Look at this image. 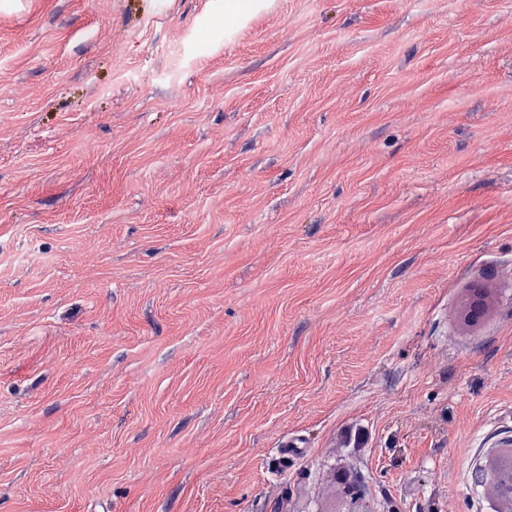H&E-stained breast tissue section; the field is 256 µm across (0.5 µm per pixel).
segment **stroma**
I'll return each mask as SVG.
<instances>
[{"instance_id": "obj_1", "label": "stroma", "mask_w": 512, "mask_h": 512, "mask_svg": "<svg viewBox=\"0 0 512 512\" xmlns=\"http://www.w3.org/2000/svg\"><path fill=\"white\" fill-rule=\"evenodd\" d=\"M224 2L0 0V512H472L512 0Z\"/></svg>"}]
</instances>
